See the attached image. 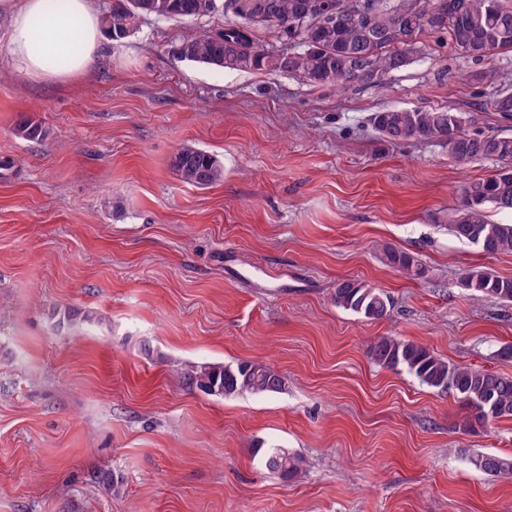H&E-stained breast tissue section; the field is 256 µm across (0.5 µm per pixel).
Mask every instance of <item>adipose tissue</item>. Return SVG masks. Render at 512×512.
<instances>
[{
  "label": "adipose tissue",
  "instance_id": "1",
  "mask_svg": "<svg viewBox=\"0 0 512 512\" xmlns=\"http://www.w3.org/2000/svg\"><path fill=\"white\" fill-rule=\"evenodd\" d=\"M10 28L9 52L29 79L66 82L102 54L106 40L93 0H0Z\"/></svg>",
  "mask_w": 512,
  "mask_h": 512
}]
</instances>
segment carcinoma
<instances>
[{
  "label": "carcinoma",
  "instance_id": "carcinoma-1",
  "mask_svg": "<svg viewBox=\"0 0 512 512\" xmlns=\"http://www.w3.org/2000/svg\"><path fill=\"white\" fill-rule=\"evenodd\" d=\"M223 13L224 26L203 29L176 43L171 53L216 69L254 73H283L314 88L344 89L354 83L385 85L390 74L410 64L425 48L423 38H445L475 61L492 60L512 52V0H112L102 15L106 36L121 41L131 36L142 17L166 20L198 19ZM263 28L284 43L273 50L255 39ZM491 106L505 119L512 117V92L502 89ZM385 142H423L448 148L460 164L479 160L505 161L496 173L463 185L461 202L450 217V230L459 239L481 246L484 253H512V224L488 222L485 208L512 210V135L470 134L466 117L443 108H393L371 115ZM15 135L28 141L44 139L41 123L21 117ZM180 180L207 188L224 178V164L210 152L184 147L171 159ZM388 265L414 277L424 274L412 255L386 249ZM465 288L486 300L512 302V278L488 270L470 272ZM336 307L368 321L384 319L391 308L382 289L356 279H342L332 295ZM370 358L389 368H404L430 388L453 394L470 408L467 428L512 419V377L497 371L450 363L414 342L381 336L368 349ZM178 381L206 396L224 399L250 393L270 395L285 389L284 377L272 366L254 360L234 364L186 361L176 370ZM268 469L287 480L300 478L306 461L279 449L263 455ZM470 464L478 471L512 478V455L474 453ZM98 480L115 498L125 493L124 477L102 473Z\"/></svg>",
  "mask_w": 512,
  "mask_h": 512
}]
</instances>
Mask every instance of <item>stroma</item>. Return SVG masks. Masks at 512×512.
Instances as JSON below:
<instances>
[{
    "instance_id": "1",
    "label": "stroma",
    "mask_w": 512,
    "mask_h": 512,
    "mask_svg": "<svg viewBox=\"0 0 512 512\" xmlns=\"http://www.w3.org/2000/svg\"><path fill=\"white\" fill-rule=\"evenodd\" d=\"M223 23L147 17L85 75L43 83L0 19V512H512V480L468 462L512 455V420L469 430L453 395L368 355L392 336L512 375V303L461 285L512 277V253L448 231L463 184L499 162L388 144L368 122L450 107L468 132L512 134L490 107L512 53L430 40L384 87L344 90L171 55ZM23 116L47 137L18 138ZM185 146L218 155L223 181L184 184L170 162ZM388 248L424 276L387 267ZM344 278L385 290L389 316L336 308ZM240 360L285 389L221 399L174 377ZM269 448L306 457L304 476L267 470ZM102 472L124 476L122 497Z\"/></svg>"
}]
</instances>
